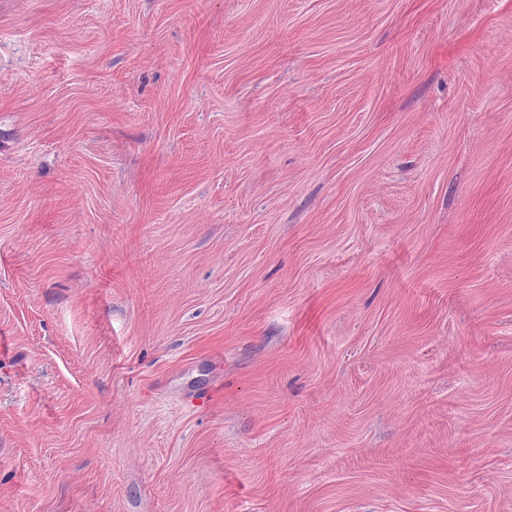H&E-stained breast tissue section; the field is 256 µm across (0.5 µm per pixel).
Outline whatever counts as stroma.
Here are the masks:
<instances>
[{"instance_id":"stroma-1","label":"stroma","mask_w":512,"mask_h":512,"mask_svg":"<svg viewBox=\"0 0 512 512\" xmlns=\"http://www.w3.org/2000/svg\"><path fill=\"white\" fill-rule=\"evenodd\" d=\"M0 512H512V0H0Z\"/></svg>"}]
</instances>
